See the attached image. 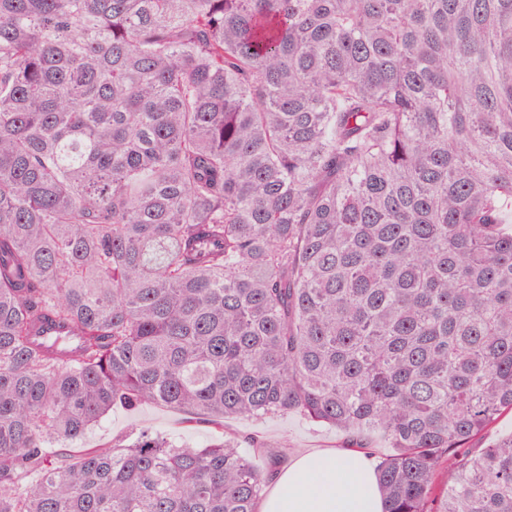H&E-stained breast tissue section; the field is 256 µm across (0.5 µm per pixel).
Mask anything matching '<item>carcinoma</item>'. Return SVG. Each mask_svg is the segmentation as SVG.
I'll return each mask as SVG.
<instances>
[{
	"instance_id": "1",
	"label": "carcinoma",
	"mask_w": 512,
	"mask_h": 512,
	"mask_svg": "<svg viewBox=\"0 0 512 512\" xmlns=\"http://www.w3.org/2000/svg\"><path fill=\"white\" fill-rule=\"evenodd\" d=\"M511 214L512 0H0V512H258L286 444L70 448L147 402L512 512ZM512 432V414H502L478 439L471 443L472 448H484L503 434Z\"/></svg>"
}]
</instances>
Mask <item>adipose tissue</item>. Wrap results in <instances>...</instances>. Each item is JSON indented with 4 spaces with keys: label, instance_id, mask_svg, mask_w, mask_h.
I'll use <instances>...</instances> for the list:
<instances>
[{
    "label": "adipose tissue",
    "instance_id": "1",
    "mask_svg": "<svg viewBox=\"0 0 512 512\" xmlns=\"http://www.w3.org/2000/svg\"><path fill=\"white\" fill-rule=\"evenodd\" d=\"M261 512H383L368 459L352 448L310 451L275 471Z\"/></svg>",
    "mask_w": 512,
    "mask_h": 512
}]
</instances>
